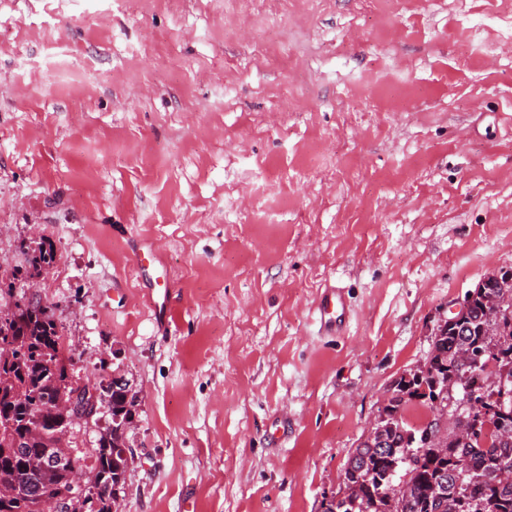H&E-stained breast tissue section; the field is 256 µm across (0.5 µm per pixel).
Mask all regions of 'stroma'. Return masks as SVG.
I'll list each match as a JSON object with an SVG mask.
<instances>
[{
    "instance_id": "obj_1",
    "label": "stroma",
    "mask_w": 512,
    "mask_h": 512,
    "mask_svg": "<svg viewBox=\"0 0 512 512\" xmlns=\"http://www.w3.org/2000/svg\"><path fill=\"white\" fill-rule=\"evenodd\" d=\"M503 267L512 0H0V283L52 307L81 380H135L121 512H320ZM34 253L31 267L35 274H39L43 269L51 267L55 262L56 251L53 243L48 239H42ZM33 274L31 273V275ZM318 310L322 327L326 330H336L347 316V305L340 288L326 286Z\"/></svg>"
}]
</instances>
